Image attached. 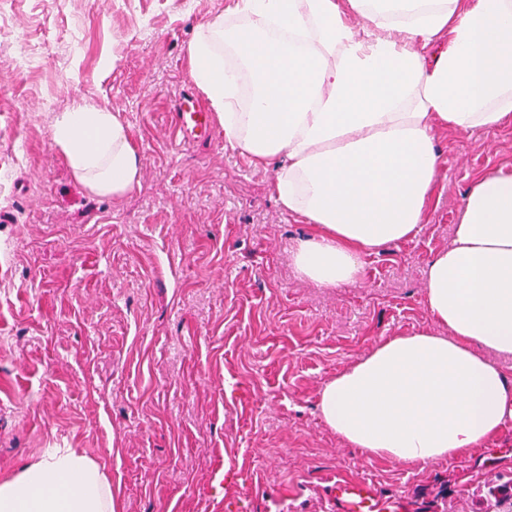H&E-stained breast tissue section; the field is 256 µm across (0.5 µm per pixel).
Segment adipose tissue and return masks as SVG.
Segmentation results:
<instances>
[{
    "instance_id": "adipose-tissue-1",
    "label": "adipose tissue",
    "mask_w": 512,
    "mask_h": 512,
    "mask_svg": "<svg viewBox=\"0 0 512 512\" xmlns=\"http://www.w3.org/2000/svg\"><path fill=\"white\" fill-rule=\"evenodd\" d=\"M365 27H358V20ZM224 142L274 166L284 212L312 224L292 252L319 288L413 239L441 184L439 131L512 125V0H233L186 47ZM52 141L74 178L115 200L142 163L119 113L78 105ZM433 328L388 337L320 392L349 447L429 463L512 423V164L478 177L423 282ZM103 464L49 448L0 479V512H119Z\"/></svg>"
}]
</instances>
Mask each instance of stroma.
<instances>
[{
	"instance_id": "35a3bbf8",
	"label": "stroma",
	"mask_w": 512,
	"mask_h": 512,
	"mask_svg": "<svg viewBox=\"0 0 512 512\" xmlns=\"http://www.w3.org/2000/svg\"><path fill=\"white\" fill-rule=\"evenodd\" d=\"M225 0H12L0 19V478L48 448L102 463L122 512H328L365 478L409 512H512V425L428 464L360 454L320 390L387 337L432 328L426 266L472 180L512 163V128L438 135L445 184L417 236L343 288L294 270L313 232L283 213L272 169L224 130L182 143L197 94L185 57ZM77 31L81 47L68 53ZM86 101L121 113L140 188L98 197L52 142ZM175 126L183 141L199 139L210 130V115L192 94L181 95L172 109Z\"/></svg>"
}]
</instances>
